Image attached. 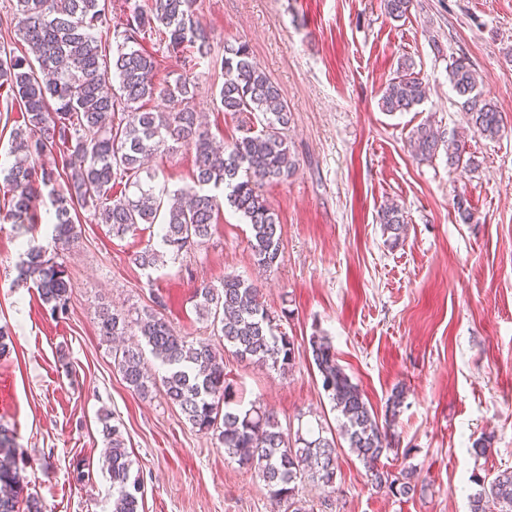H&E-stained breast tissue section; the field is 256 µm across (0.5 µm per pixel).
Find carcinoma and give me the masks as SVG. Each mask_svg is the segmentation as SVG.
Wrapping results in <instances>:
<instances>
[{
  "instance_id": "obj_1",
  "label": "carcinoma",
  "mask_w": 512,
  "mask_h": 512,
  "mask_svg": "<svg viewBox=\"0 0 512 512\" xmlns=\"http://www.w3.org/2000/svg\"><path fill=\"white\" fill-rule=\"evenodd\" d=\"M195 2L133 0L115 21L112 0H16L12 13L0 18L34 55H18L0 42V110L8 116L18 113L10 133L14 162L3 177L6 197L0 219L27 231L38 223V201L48 195L54 248L28 240L17 280L33 284L54 318L67 313L73 288L61 254L78 237L80 211L89 205L92 219L110 225L117 236L141 224L159 226L163 250L148 246L136 253L133 263L141 269L204 247L225 203L250 225L254 264L268 271L280 262L282 227L259 189L296 171L284 135L291 113L278 86L251 60L248 46H227L220 60L224 84L217 109L233 117L244 115L261 129L248 128L226 145L214 141L193 106V70L211 59L209 34ZM412 6L413 0H385L394 19L407 18ZM147 38L180 64L173 81H156L158 60L142 46ZM451 82L473 130L488 139L500 137L506 130L502 112L476 91L467 59L452 63ZM426 95V85L404 61L384 87L379 105L391 114L409 112ZM155 99L166 102V110L147 108ZM171 142L193 151L192 184L175 190L152 185L155 175L147 166ZM413 148L422 159L443 150L450 165L476 168L465 146L441 138L427 123L414 132ZM46 156L57 158L58 166H45ZM378 220L390 247L405 241L408 225L398 205L384 207ZM194 297L212 334L224 340L223 348L177 334L159 312L164 306L159 295L136 312L100 309L99 335L107 342L136 338L137 343L114 355L128 388L146 397L162 387L167 403L179 408L192 427L218 433L224 450L254 469L276 504L302 512L300 483L336 484V437L327 435L320 421L307 434L290 437L273 412L235 400L224 374L226 350L286 373L295 364L294 339L279 330L257 285L238 275H226L217 284L202 280L194 286ZM309 351L321 387L342 419V437L371 482L394 495L415 491L411 482L380 467L381 457L394 447L404 387L394 388L381 420L325 337L311 336ZM148 353L165 367L159 382L147 371ZM109 420L107 414L101 417L112 512H142L143 482L132 473L120 426ZM25 468L12 432L0 425V512H42L39 498L28 491ZM474 482L479 490L471 497L470 512H512V470Z\"/></svg>"
}]
</instances>
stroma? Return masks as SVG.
Instances as JSON below:
<instances>
[{
	"mask_svg": "<svg viewBox=\"0 0 512 512\" xmlns=\"http://www.w3.org/2000/svg\"><path fill=\"white\" fill-rule=\"evenodd\" d=\"M213 57L248 44L253 61L279 87L292 114L287 135L297 160L288 180L261 193L282 226V258L262 272L248 245L249 226L224 207L203 250L155 270L131 257L156 240V227L114 235L86 222L63 261L73 283L69 311L50 316L35 289L17 285L20 235L0 223V326L12 340L0 357V423L30 457L31 492L43 512H112L102 468L100 417L111 413L144 483L143 512H274L254 470L198 432L162 391L141 397L114 364L97 331L101 305L135 310L163 296L164 317L180 335L206 337L192 297L197 280L234 274L254 281L293 337L288 373L224 355L237 400L272 411L284 431L325 415L338 428L309 353L310 336H328L339 364L384 414L395 386L405 402L399 446L383 464L413 469L415 494L372 486L363 463L341 448L334 491L304 485L307 512H470L474 477L512 469V131L491 140L466 124L448 66L466 57L478 89L512 124V0H414L392 20L384 0H197ZM409 59L428 95L414 110L389 115L381 91ZM194 106L216 141L247 125L218 111L224 72L195 71ZM432 121L444 137L464 139L474 172L445 155L418 160L410 136ZM156 182L192 181L187 148L155 156ZM476 220L462 223L457 201ZM403 206V245L390 247L378 212ZM488 437L478 455L473 442ZM91 483L74 480L75 464Z\"/></svg>",
	"mask_w": 512,
	"mask_h": 512,
	"instance_id": "1",
	"label": "stroma"
}]
</instances>
